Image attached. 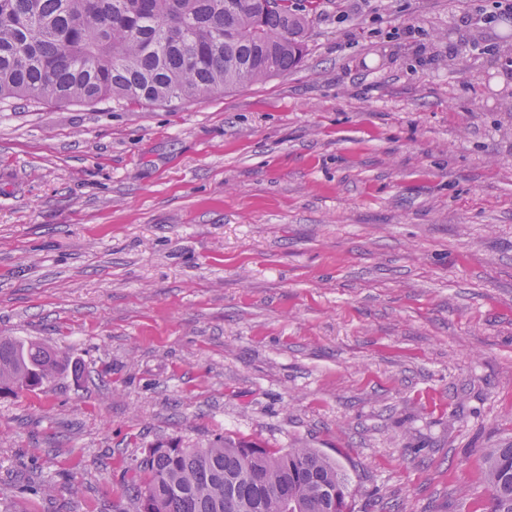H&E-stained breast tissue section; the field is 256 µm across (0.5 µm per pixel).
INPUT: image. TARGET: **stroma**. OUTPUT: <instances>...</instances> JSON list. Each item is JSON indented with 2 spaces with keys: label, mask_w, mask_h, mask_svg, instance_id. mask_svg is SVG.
Instances as JSON below:
<instances>
[{
  "label": "stroma",
  "mask_w": 512,
  "mask_h": 512,
  "mask_svg": "<svg viewBox=\"0 0 512 512\" xmlns=\"http://www.w3.org/2000/svg\"><path fill=\"white\" fill-rule=\"evenodd\" d=\"M492 8L319 0L303 62L258 84L0 103V336L69 361L0 394V498L135 512L151 445L230 435L335 459L351 512H488L512 441V18H465ZM489 512H512V443L487 453Z\"/></svg>",
  "instance_id": "stroma-1"
}]
</instances>
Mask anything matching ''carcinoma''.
<instances>
[{"instance_id":"obj_1","label":"carcinoma","mask_w":512,"mask_h":512,"mask_svg":"<svg viewBox=\"0 0 512 512\" xmlns=\"http://www.w3.org/2000/svg\"><path fill=\"white\" fill-rule=\"evenodd\" d=\"M307 40L295 0H0V101L187 103L288 73ZM65 368L39 341L0 336V394L41 390ZM131 470L137 512H350L349 475L316 448L161 441ZM487 493L489 512H512V443L488 451Z\"/></svg>"}]
</instances>
